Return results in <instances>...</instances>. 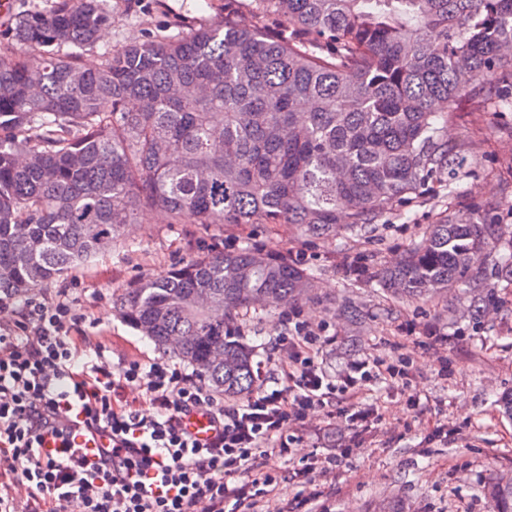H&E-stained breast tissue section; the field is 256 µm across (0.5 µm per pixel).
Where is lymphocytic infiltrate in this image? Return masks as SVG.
I'll list each match as a JSON object with an SVG mask.
<instances>
[{
	"instance_id": "1",
	"label": "lymphocytic infiltrate",
	"mask_w": 512,
	"mask_h": 512,
	"mask_svg": "<svg viewBox=\"0 0 512 512\" xmlns=\"http://www.w3.org/2000/svg\"><path fill=\"white\" fill-rule=\"evenodd\" d=\"M13 304L18 318L0 322V512H263L277 483L268 462L292 453L289 426L338 399L363 426L365 386L411 364L364 357L329 374L315 360L325 326L291 308L273 346L278 387L227 402L164 358L113 367L68 291L0 295V308ZM195 414L205 439L186 426ZM95 434L112 441L93 460L81 440Z\"/></svg>"
}]
</instances>
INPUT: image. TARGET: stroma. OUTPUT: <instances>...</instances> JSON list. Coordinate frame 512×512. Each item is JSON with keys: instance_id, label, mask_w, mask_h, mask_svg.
Instances as JSON below:
<instances>
[{"instance_id": "1", "label": "stroma", "mask_w": 512, "mask_h": 512, "mask_svg": "<svg viewBox=\"0 0 512 512\" xmlns=\"http://www.w3.org/2000/svg\"><path fill=\"white\" fill-rule=\"evenodd\" d=\"M112 21L100 46H118L145 36L186 34L222 23L224 0H110ZM462 99L445 136L460 146L464 162L455 179L434 176L378 223L337 226L319 239L289 233L281 224H243L221 229L201 224H166L156 215L129 225L123 241L107 245L92 261L69 268L38 287L54 296L72 289L77 310L98 323L97 335L112 344L114 365L160 350L130 327L114 298L142 277L166 276L174 264L226 241L261 243L285 256H299L313 274L317 298L300 302L305 318L325 324L331 340L317 356L334 373L350 360L385 358L395 349L410 356L406 379L373 382L363 394L380 419L368 428L344 419L311 413L293 425L292 459L270 460L279 487L268 512H493L484 487L494 474L512 471V420L501 415L500 394L512 390V287L497 265H487L485 281L494 296L480 320H472L455 295L429 301L383 293L355 269L394 261L421 240L429 224L450 209L473 213L497 224L495 255L512 254V112L474 113ZM360 310V323L345 315L348 304ZM282 308H256L241 316L246 343L255 347L258 369L274 379L271 341L282 330ZM441 335L428 339L426 329ZM419 396L420 406L410 404ZM347 450L336 470L316 486L298 482L295 468L308 456Z\"/></svg>"}]
</instances>
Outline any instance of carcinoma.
Masks as SVG:
<instances>
[{
	"mask_svg": "<svg viewBox=\"0 0 512 512\" xmlns=\"http://www.w3.org/2000/svg\"><path fill=\"white\" fill-rule=\"evenodd\" d=\"M106 0H53L0 38V294L22 295L85 263L144 211L169 224H285L321 238L376 223L462 164L443 128L512 111V0H250L221 27L81 53L111 23ZM499 228L444 214L370 279L407 299L465 287L492 299L472 253ZM314 296L306 269L264 246L212 251L116 306L134 329L226 398L251 392L255 350L239 314ZM512 512V474L489 478Z\"/></svg>",
	"mask_w": 512,
	"mask_h": 512,
	"instance_id": "carcinoma-1",
	"label": "carcinoma"
}]
</instances>
